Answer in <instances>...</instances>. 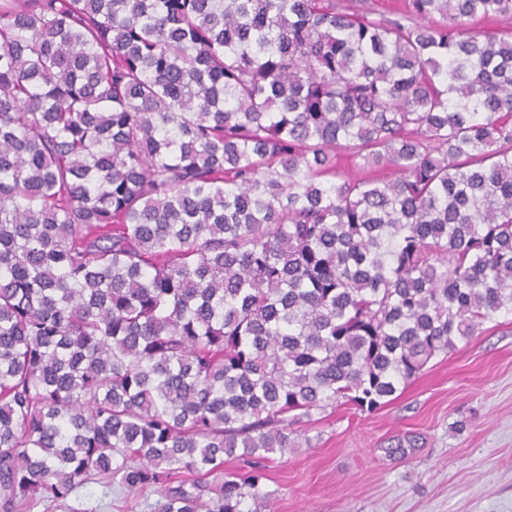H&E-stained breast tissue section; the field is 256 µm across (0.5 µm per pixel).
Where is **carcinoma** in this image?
I'll return each instance as SVG.
<instances>
[{
    "instance_id": "1",
    "label": "carcinoma",
    "mask_w": 512,
    "mask_h": 512,
    "mask_svg": "<svg viewBox=\"0 0 512 512\" xmlns=\"http://www.w3.org/2000/svg\"><path fill=\"white\" fill-rule=\"evenodd\" d=\"M503 311L512 0H0V512H272ZM104 488L101 484L90 483L79 488L68 504L76 509L57 508L53 512H128L124 509L122 495H117L112 490L107 496H103ZM97 507V508H95Z\"/></svg>"
}]
</instances>
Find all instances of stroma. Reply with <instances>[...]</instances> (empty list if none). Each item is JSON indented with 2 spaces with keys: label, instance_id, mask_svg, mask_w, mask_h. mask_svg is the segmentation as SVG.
I'll use <instances>...</instances> for the list:
<instances>
[{
  "label": "stroma",
  "instance_id": "1",
  "mask_svg": "<svg viewBox=\"0 0 512 512\" xmlns=\"http://www.w3.org/2000/svg\"><path fill=\"white\" fill-rule=\"evenodd\" d=\"M301 434L306 444L269 463L274 512H512V314L433 359L380 410L339 403ZM413 435L419 448L388 455ZM58 512L125 509L90 483Z\"/></svg>",
  "mask_w": 512,
  "mask_h": 512
}]
</instances>
